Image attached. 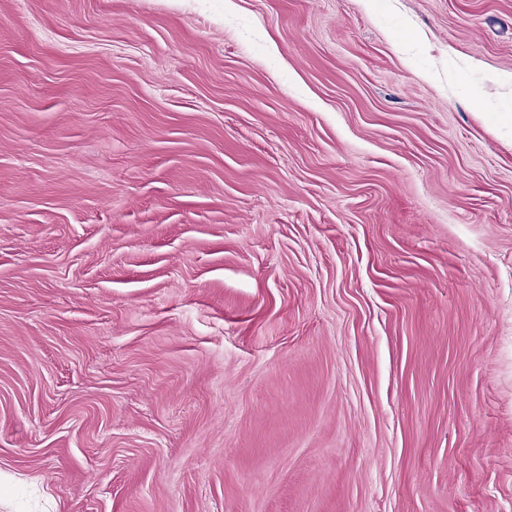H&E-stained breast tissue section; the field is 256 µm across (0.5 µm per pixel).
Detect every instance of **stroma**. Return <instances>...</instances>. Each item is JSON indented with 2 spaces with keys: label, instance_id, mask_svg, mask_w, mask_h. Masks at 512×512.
<instances>
[{
  "label": "stroma",
  "instance_id": "35a3bbf8",
  "mask_svg": "<svg viewBox=\"0 0 512 512\" xmlns=\"http://www.w3.org/2000/svg\"><path fill=\"white\" fill-rule=\"evenodd\" d=\"M512 0H0V512H512Z\"/></svg>",
  "mask_w": 512,
  "mask_h": 512
}]
</instances>
